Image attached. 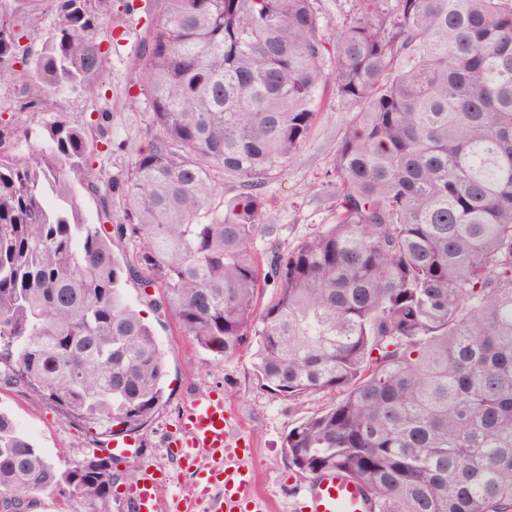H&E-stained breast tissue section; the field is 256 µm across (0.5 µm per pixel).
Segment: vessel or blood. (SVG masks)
<instances>
[{"instance_id":"obj_1","label":"vessel or blood","mask_w":512,"mask_h":512,"mask_svg":"<svg viewBox=\"0 0 512 512\" xmlns=\"http://www.w3.org/2000/svg\"><path fill=\"white\" fill-rule=\"evenodd\" d=\"M182 469L194 475L185 493H168L171 475L143 465L123 494L133 512H261L252 450L241 443L238 419L216 392L191 395L170 441ZM303 512H370L365 488L338 471L327 472L301 493Z\"/></svg>"}]
</instances>
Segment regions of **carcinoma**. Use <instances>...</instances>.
Listing matches in <instances>:
<instances>
[{"label": "carcinoma", "mask_w": 512, "mask_h": 512, "mask_svg": "<svg viewBox=\"0 0 512 512\" xmlns=\"http://www.w3.org/2000/svg\"><path fill=\"white\" fill-rule=\"evenodd\" d=\"M347 2L329 41L318 0H158L151 145L104 183L88 126L50 119L25 153L0 134V386L108 433L148 421L167 363L135 279L199 348L251 344L264 388L340 394L288 433L298 473L345 474L372 512H512V0ZM107 3L0 0V84L101 93ZM329 81L351 109L323 185L336 223L260 254L263 185ZM76 181L122 201L132 259ZM115 482L109 457L56 468L0 411V512L66 491L112 512ZM79 194L83 204L84 216L89 224H99L103 218V203L98 195H94L81 185L77 184Z\"/></svg>", "instance_id": "1"}]
</instances>
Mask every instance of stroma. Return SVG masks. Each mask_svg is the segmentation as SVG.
Segmentation results:
<instances>
[{"label":"stroma","instance_id":"1","mask_svg":"<svg viewBox=\"0 0 512 512\" xmlns=\"http://www.w3.org/2000/svg\"><path fill=\"white\" fill-rule=\"evenodd\" d=\"M151 0H111L113 18L123 20V27L112 35V45L105 60L100 80L105 93L96 97L80 89H66L45 108L24 107L17 87L0 85V132H31L40 138L49 118L60 116L83 123L90 117L108 112L112 115L110 133L118 148L110 153L96 152L92 163L100 180L125 170L134 154L148 148L149 114L138 100V55L147 38V8ZM349 118L345 106L331 88L319 94V105L311 132L297 158L284 171L271 176L265 185L268 204L264 221L278 227L276 242L280 249L295 245L302 238L335 223L336 210L321 201L323 175L333 162L336 146ZM84 216L88 223H104L112 236V248L120 255H132L133 241L115 233L123 221V205L113 201L104 208L99 196L80 193ZM126 300L141 311L153 327L167 359L164 399L151 419L129 432L133 446L128 456L113 460L118 482H128L143 464L153 463L168 470L174 487L188 483L192 475L174 464L166 442L178 430L179 416L188 395L212 389L222 390L224 403L242 425V436L253 449L252 466L258 481V493L267 502L266 512H294L293 501L308 484V477L298 474L288 460L286 437L306 417L320 411L332 400L331 395L317 394L295 401L260 386L255 359L250 348L239 349L223 357L196 347L178 324L152 305L157 289L142 287L130 281L123 288ZM0 410L9 412L20 430L29 435L43 453L59 468L74 461L99 455L109 436L102 429L91 428L69 419L54 407L29 396L20 386H0Z\"/></svg>","mask_w":512,"mask_h":512}]
</instances>
